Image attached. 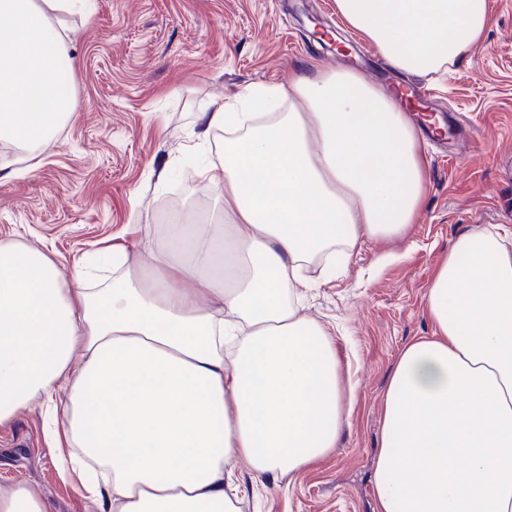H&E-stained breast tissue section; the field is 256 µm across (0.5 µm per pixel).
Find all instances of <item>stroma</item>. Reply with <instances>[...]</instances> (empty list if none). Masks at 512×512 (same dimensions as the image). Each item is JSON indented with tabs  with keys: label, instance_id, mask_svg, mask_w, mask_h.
I'll return each instance as SVG.
<instances>
[{
	"label": "stroma",
	"instance_id": "stroma-1",
	"mask_svg": "<svg viewBox=\"0 0 512 512\" xmlns=\"http://www.w3.org/2000/svg\"><path fill=\"white\" fill-rule=\"evenodd\" d=\"M489 25L458 66L429 76L379 70L425 91L430 109L461 116L444 144L421 133L427 185L405 235L362 240L335 270L313 266L305 313L326 325L353 388L348 423L310 469L256 478L236 464L242 512H375L373 473L382 400L403 346L432 335L424 296L457 237L512 226V0H488ZM79 65L75 110L35 169L0 180V239L43 249L70 280L77 261L121 246L153 261L158 225L194 209L218 223L201 166L224 149L203 133V112L250 84L276 85L315 65L350 68L365 41L345 27L335 0H93L66 17ZM350 46L332 50L333 41ZM40 403L0 424V489L24 480L50 512H98L58 466Z\"/></svg>",
	"mask_w": 512,
	"mask_h": 512
}]
</instances>
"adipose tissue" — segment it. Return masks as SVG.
I'll return each mask as SVG.
<instances>
[{
    "label": "adipose tissue",
    "instance_id": "1",
    "mask_svg": "<svg viewBox=\"0 0 512 512\" xmlns=\"http://www.w3.org/2000/svg\"><path fill=\"white\" fill-rule=\"evenodd\" d=\"M88 0H0V141L39 156L72 117L78 60L61 16ZM390 68L455 66L486 0H336ZM224 159L200 172L224 221L167 224L147 266L64 282L0 240V424L69 392L52 434L100 512H238L224 467L305 469L348 420L325 329L297 302L314 260L401 235L426 170L408 112L355 71L293 73L204 113ZM436 332L407 343L383 400L375 512H512V230L461 233L430 282Z\"/></svg>",
    "mask_w": 512,
    "mask_h": 512
}]
</instances>
